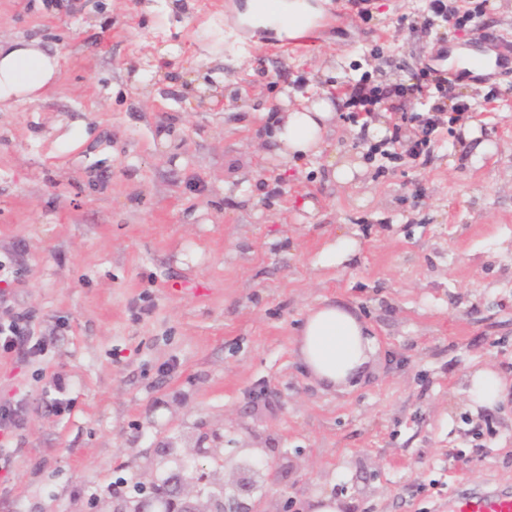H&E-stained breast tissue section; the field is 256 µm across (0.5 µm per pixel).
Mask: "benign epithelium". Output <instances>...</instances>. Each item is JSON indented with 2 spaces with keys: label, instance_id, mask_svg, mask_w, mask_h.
I'll list each match as a JSON object with an SVG mask.
<instances>
[{
  "label": "benign epithelium",
  "instance_id": "7a95c632",
  "mask_svg": "<svg viewBox=\"0 0 512 512\" xmlns=\"http://www.w3.org/2000/svg\"><path fill=\"white\" fill-rule=\"evenodd\" d=\"M180 469L189 471L180 477L167 493L146 495L135 500H126L114 508V512H288L292 500L285 499L272 509H262L267 472L274 462L255 454L238 460L223 459L220 467L223 474L206 472L179 459Z\"/></svg>",
  "mask_w": 512,
  "mask_h": 512
}]
</instances>
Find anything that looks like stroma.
I'll return each mask as SVG.
<instances>
[{
    "mask_svg": "<svg viewBox=\"0 0 512 512\" xmlns=\"http://www.w3.org/2000/svg\"><path fill=\"white\" fill-rule=\"evenodd\" d=\"M247 0H0V40L56 53L52 91L0 110V320L31 317L42 356L0 355V402L23 401L0 512H112L116 481L178 473L169 446L216 469L245 445L276 462L292 512L343 489L349 512H453L469 489L512 491V399L468 400L472 371L512 378V64L461 81L459 121L428 162L368 158L336 110L343 184L325 158L263 147L282 93L410 81L439 50L512 42V0L446 25L429 0H370L371 19L313 0L314 51L238 44ZM215 88L224 106H200ZM493 151L475 157L460 124ZM247 188V199L234 192ZM358 242L325 271L336 236ZM348 306L376 338L364 377L321 388L297 355L309 307ZM71 408L48 411L54 376Z\"/></svg>",
    "mask_w": 512,
    "mask_h": 512,
    "instance_id": "stroma-1",
    "label": "stroma"
}]
</instances>
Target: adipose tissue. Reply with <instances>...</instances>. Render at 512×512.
Here are the masks:
<instances>
[{
    "instance_id": "1",
    "label": "adipose tissue",
    "mask_w": 512,
    "mask_h": 512,
    "mask_svg": "<svg viewBox=\"0 0 512 512\" xmlns=\"http://www.w3.org/2000/svg\"><path fill=\"white\" fill-rule=\"evenodd\" d=\"M59 73L57 55L38 41L0 42V103L36 99L54 86ZM298 106L278 115L268 141L285 158L322 156L334 116L329 93L298 96ZM375 352L370 329L348 308L334 303L311 307L298 338V354L309 375L320 385L336 389L358 379ZM512 392V381L494 368L475 369L468 396L475 408L493 409Z\"/></svg>"
}]
</instances>
